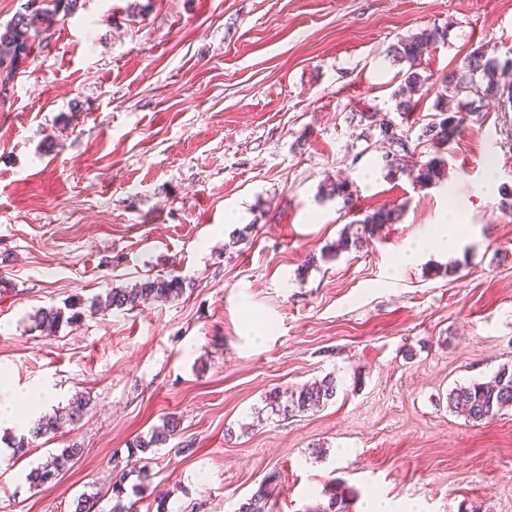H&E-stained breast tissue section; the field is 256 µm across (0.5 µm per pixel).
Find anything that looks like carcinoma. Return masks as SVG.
<instances>
[{
    "instance_id": "1",
    "label": "carcinoma",
    "mask_w": 512,
    "mask_h": 512,
    "mask_svg": "<svg viewBox=\"0 0 512 512\" xmlns=\"http://www.w3.org/2000/svg\"><path fill=\"white\" fill-rule=\"evenodd\" d=\"M79 0H27L25 12L17 14L5 27H0V102L10 99L11 90L20 66L28 58L32 48L35 23L46 26L66 20L77 10ZM447 28L432 27L421 30L406 38L400 39L390 50L392 63L409 64L402 73L403 84L394 93V111L375 110L373 112H357L359 122H369V127L378 131L379 141L385 148L381 155L382 168L389 175L407 174L424 186H431L445 177L442 160L433 157L418 166L414 162L417 145L413 143L409 131L396 129L389 119L392 113L409 115L416 111L418 101L414 99L427 83V78L418 71L417 64L431 51L434 46L447 39ZM512 58L499 60L489 57L481 49L473 50L461 67L451 70L442 82L432 106L433 113L422 126L418 136L419 143H428L430 147L440 150L451 143L462 132L467 117L480 108V104L506 99L512 102ZM321 191L328 197L343 200L344 207L352 203L354 190L345 180L328 181L322 185ZM401 217V209L381 208L362 219L353 221L361 226V232L367 231L377 224H394ZM363 237L351 236L343 232L336 243L327 246L322 258H333L347 251L349 247L362 242ZM186 281L184 278L169 273L166 275L147 276L130 286L112 287L105 294L97 297L90 305V313L110 311L112 309L132 311L160 299H177L184 294ZM83 316V312L75 311L65 315L61 308L41 307L33 315L34 328L48 335L58 331L64 323H73ZM338 384L335 375L329 373L321 379L304 383L292 389L287 402H282L278 391L266 396L265 410L271 415L286 419L295 417L312 408L326 405L336 397ZM448 409L461 413L473 422L492 419L504 410L512 409V366L504 365L495 374L493 381H473L467 385L457 386L448 392ZM92 410V400L88 395L77 394L68 404L56 410L50 418L38 419L29 436L14 439L8 443L13 454L21 456L29 448L28 437L37 438L57 433L64 425L79 423ZM180 423L175 416L169 415L162 424L155 426L147 434L133 441L131 454L126 460L112 456V507L110 512H138L135 502L124 503L127 494L125 483L132 474L139 476V483L132 486L134 495H139L146 480L145 470L137 466L136 453H147L153 448L168 444L177 434ZM82 448L72 444L61 450V453L49 457L44 463L33 468L27 477L30 484L42 486L56 479L66 464L80 455ZM270 495L265 487H260L243 502L238 512H273L270 506Z\"/></svg>"
}]
</instances>
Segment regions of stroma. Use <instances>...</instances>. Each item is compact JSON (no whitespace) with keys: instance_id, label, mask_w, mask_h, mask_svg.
Wrapping results in <instances>:
<instances>
[{"instance_id":"1","label":"stroma","mask_w":512,"mask_h":512,"mask_svg":"<svg viewBox=\"0 0 512 512\" xmlns=\"http://www.w3.org/2000/svg\"><path fill=\"white\" fill-rule=\"evenodd\" d=\"M436 25L417 131L470 51L512 52V0H80L39 30L0 107V388L39 399L34 419L78 394L94 407L0 459V512H73L96 492L109 512L113 456L168 415L178 434L149 453L139 512L162 492L171 512H236L273 472L274 512H322L336 484L346 512L375 491L393 512H512V410L471 422L447 402L512 364V107L424 148L448 171L425 188L386 175L352 118L393 108L391 46ZM328 178L351 183L352 208L322 196ZM443 221L458 251L427 241L399 263ZM172 271L178 299L33 328L38 308ZM329 373L327 405L252 425L270 391ZM72 442L81 459L30 485ZM401 208H393V209H385L381 208L372 214H366L363 219L354 220L349 224L348 229L352 225H361L362 234H366L367 231L370 230L377 224H394L399 221L401 217Z\"/></svg>"}]
</instances>
